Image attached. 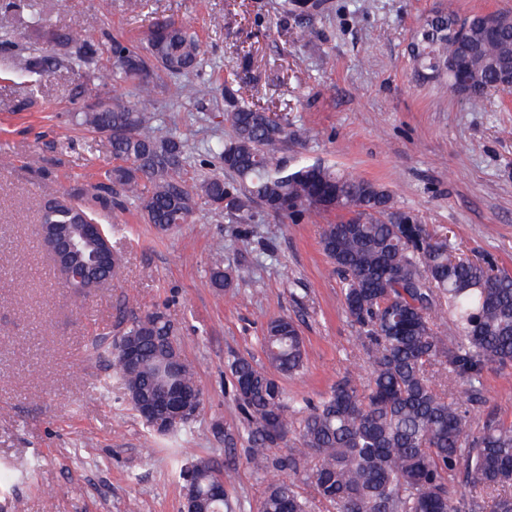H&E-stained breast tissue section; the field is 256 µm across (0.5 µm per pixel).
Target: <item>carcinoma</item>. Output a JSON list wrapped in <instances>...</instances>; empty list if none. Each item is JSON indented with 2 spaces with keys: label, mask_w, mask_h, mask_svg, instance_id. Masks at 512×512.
Returning <instances> with one entry per match:
<instances>
[{
  "label": "carcinoma",
  "mask_w": 512,
  "mask_h": 512,
  "mask_svg": "<svg viewBox=\"0 0 512 512\" xmlns=\"http://www.w3.org/2000/svg\"><path fill=\"white\" fill-rule=\"evenodd\" d=\"M0 7L20 9L32 39L54 47L51 54L21 58V71L42 79L65 64L81 72L74 93L80 106L70 121L105 137L117 161L105 181L78 189L77 200L47 201L40 223L72 224L78 217L94 224L95 208L122 207L129 199L159 232L187 223L200 206L223 197L240 224L249 221L252 203L277 206L276 214L285 218L326 212L338 198L354 206L353 217L324 225L320 245L342 275L344 305L359 326L357 341L370 366L366 382H337L300 418L288 454L272 456L269 450L289 433L282 388L245 357L228 362L243 411L237 435L249 443L250 463L267 476L258 512H310L290 471L333 512H512V422L488 420L475 429L454 393L458 385L465 401L477 403L487 366L512 371V270L495 271L460 256L451 261L455 245L432 248L423 225L395 208L383 186L341 175L319 159L283 162L278 153L296 136L288 117H273L231 85L224 86V120L233 136L214 152L231 180L215 176L187 184V145L157 137L154 113L144 102L164 90L162 76L202 67L190 24H157L143 49L114 37L100 48L47 26V0H3ZM481 20L480 14L461 19L451 9L439 11L420 23L410 47L425 80L448 84L461 78L473 104L512 65V22L504 20L496 34L487 35ZM102 55L112 69V86H128L134 100L102 90ZM236 275L222 259L213 261V287L228 286ZM174 336L171 322L156 312L132 320L122 334L139 346L138 367L130 368L119 349L110 351L133 409L159 379ZM261 343L276 372L303 369L305 345L292 319H269ZM179 476L192 480L201 512H232L228 500L210 497L216 472L190 448L184 449Z\"/></svg>",
  "instance_id": "carcinoma-1"
}]
</instances>
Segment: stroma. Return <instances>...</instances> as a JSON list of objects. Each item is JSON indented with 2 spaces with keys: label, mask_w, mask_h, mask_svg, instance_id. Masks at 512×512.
<instances>
[{
  "label": "stroma",
  "mask_w": 512,
  "mask_h": 512,
  "mask_svg": "<svg viewBox=\"0 0 512 512\" xmlns=\"http://www.w3.org/2000/svg\"><path fill=\"white\" fill-rule=\"evenodd\" d=\"M283 0H54L50 23L78 39L114 36L144 45L156 22L196 28L204 64L147 106L159 137L188 144V175L220 174L201 163L227 139L224 85L248 101L288 103L303 129L286 162L322 159L337 171L387 188L397 208L430 234L512 269V93H489L478 107L418 80L408 46L433 11L459 17L512 14V0H323L305 19ZM99 24L90 28L87 15ZM310 30L302 38V30ZM0 512H180L176 449H192L225 475L233 512H257L266 481L237 438L241 411L226 369L242 355L268 362L262 329L271 317L295 321L306 348L303 375H278L297 407L319 403L343 377L367 376L358 327L342 284L323 253L324 225L346 211L293 221L252 204L250 221L203 210L159 232L135 204L101 211L120 259L117 275L91 297L63 288L38 236L49 199L99 179L112 164L104 137L66 125L79 73L61 66L35 80L13 57L37 52L26 30L0 10ZM240 272L218 290L211 256ZM160 312L202 392L194 419L177 435L150 434L128 402L111 362L93 350L117 340L132 319ZM512 420V375L485 368L483 402L470 418Z\"/></svg>",
  "instance_id": "1"
}]
</instances>
